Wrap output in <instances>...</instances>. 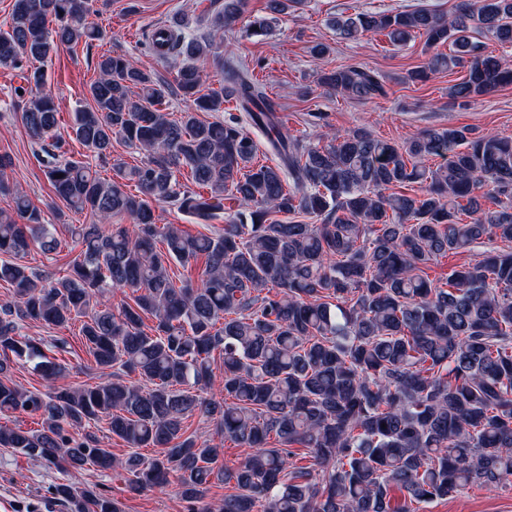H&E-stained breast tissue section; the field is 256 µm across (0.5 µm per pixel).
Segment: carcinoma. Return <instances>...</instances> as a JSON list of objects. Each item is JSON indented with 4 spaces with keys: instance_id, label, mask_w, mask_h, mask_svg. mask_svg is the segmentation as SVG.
<instances>
[{
    "instance_id": "1",
    "label": "carcinoma",
    "mask_w": 512,
    "mask_h": 512,
    "mask_svg": "<svg viewBox=\"0 0 512 512\" xmlns=\"http://www.w3.org/2000/svg\"><path fill=\"white\" fill-rule=\"evenodd\" d=\"M96 2L14 0L0 29V68L36 89L22 121L44 142L37 160L54 197L96 219L67 225L80 251L66 276L45 279L22 259L34 247L57 252L56 228L10 184L0 156V283L11 293L0 305V415L41 419L39 430L0 424V448L65 472L121 467L134 490L173 474L192 512H420L468 486L512 483V137L438 127L398 145L355 128L302 143L248 67L224 66L219 87H203L196 60L216 53V33L246 8V0H211L203 37L186 39L177 21L159 38L146 35L155 53L186 58L175 85L124 54L99 60L93 108L75 112L70 129L115 170L103 178L66 156L35 66L106 36L89 22ZM271 22L249 21L244 36L269 35ZM328 24L344 40L382 34L401 46L423 37L426 62L406 80L463 68L448 87L461 107L512 83L483 42L512 46V0H459L451 15L339 13ZM320 80L357 103L387 94V76L363 65ZM175 89L189 105L172 119L162 105ZM231 99L279 165L254 164L257 143L239 116L198 118ZM114 138L146 161L129 169L112 161ZM431 157L442 163L430 168ZM185 170L189 186L178 179ZM226 200L234 213L209 235L157 223L156 203L206 222ZM308 216L315 223L302 221ZM115 217L124 223L102 233ZM485 239L504 248L450 268L442 283L429 278L431 264ZM201 258L198 280L176 281L172 265ZM117 290L129 296L114 310ZM76 318L100 381L58 388L66 367L55 353L68 341L21 329ZM217 358L216 398L207 390ZM15 359L33 365L45 390L11 378ZM195 413L249 449L238 465L220 463L218 445L187 433ZM100 422L131 449L126 458L88 431ZM295 445L310 465L299 464ZM214 477L234 488L216 506L205 502ZM49 492L69 512H120L91 487L57 483Z\"/></svg>"
}]
</instances>
